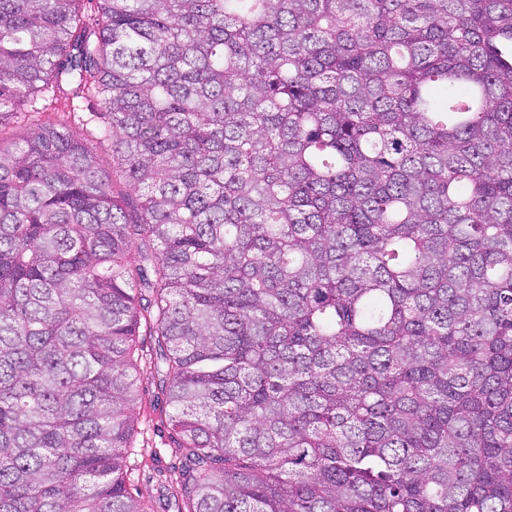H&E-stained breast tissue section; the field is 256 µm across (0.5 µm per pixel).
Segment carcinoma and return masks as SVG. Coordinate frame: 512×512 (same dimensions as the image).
Listing matches in <instances>:
<instances>
[{
	"mask_svg": "<svg viewBox=\"0 0 512 512\" xmlns=\"http://www.w3.org/2000/svg\"><path fill=\"white\" fill-rule=\"evenodd\" d=\"M44 93L126 191L0 148V512H153L143 328L182 512H512V0H0ZM164 403V395L159 386V381L149 380L143 383L141 389V401L136 407L138 415V428L141 432L138 436V444L135 455L130 456L129 463L133 471L130 475L132 492L145 500H150L155 506V512H178L175 500L167 495L157 470H169L179 462L178 448H172L168 439V424L160 410ZM153 411V409H155ZM155 452L152 467L141 464L143 456Z\"/></svg>",
	"mask_w": 512,
	"mask_h": 512,
	"instance_id": "carcinoma-1",
	"label": "carcinoma"
}]
</instances>
